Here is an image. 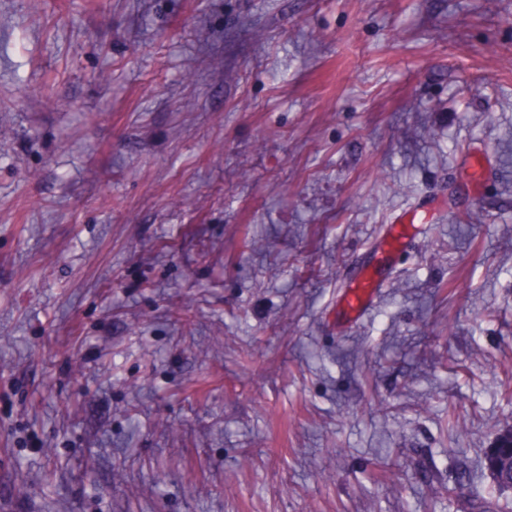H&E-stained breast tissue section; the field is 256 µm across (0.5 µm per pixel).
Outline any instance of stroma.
Instances as JSON below:
<instances>
[{"label": "stroma", "mask_w": 512, "mask_h": 512, "mask_svg": "<svg viewBox=\"0 0 512 512\" xmlns=\"http://www.w3.org/2000/svg\"><path fill=\"white\" fill-rule=\"evenodd\" d=\"M510 427L512 0H0V512H512ZM409 224H392L385 239L386 253L389 258L395 259L405 245V241L412 237ZM382 280L383 278L377 280L372 277L367 268L351 278L350 286L345 290L341 302L345 320L356 322L374 306ZM504 451V453H502ZM491 460L487 459L486 466L490 474L495 480L496 485L511 489L512 481L507 485H501L497 482L496 476L500 471H510L512 474V430H503L496 438L494 448L490 454Z\"/></svg>", "instance_id": "35a3bbf8"}]
</instances>
